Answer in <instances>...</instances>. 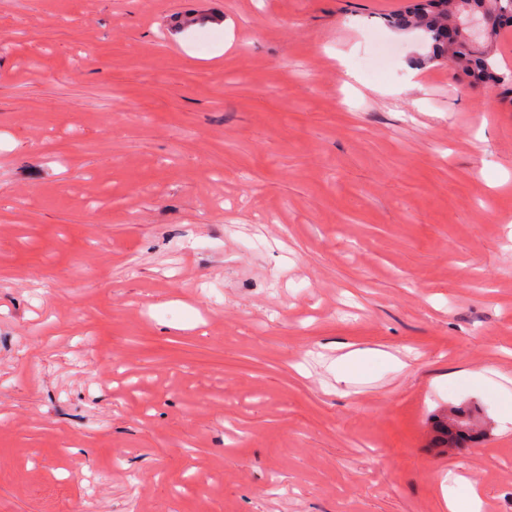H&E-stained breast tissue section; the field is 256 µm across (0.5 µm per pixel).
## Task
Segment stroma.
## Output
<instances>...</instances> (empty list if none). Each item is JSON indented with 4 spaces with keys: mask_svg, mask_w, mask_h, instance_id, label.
<instances>
[{
    "mask_svg": "<svg viewBox=\"0 0 512 512\" xmlns=\"http://www.w3.org/2000/svg\"><path fill=\"white\" fill-rule=\"evenodd\" d=\"M407 2L0 0V512H512V103ZM460 483L467 486V493L463 498L453 494L446 495L444 500L448 512H479L481 500L476 488L464 478H460Z\"/></svg>",
    "mask_w": 512,
    "mask_h": 512,
    "instance_id": "stroma-1",
    "label": "stroma"
}]
</instances>
